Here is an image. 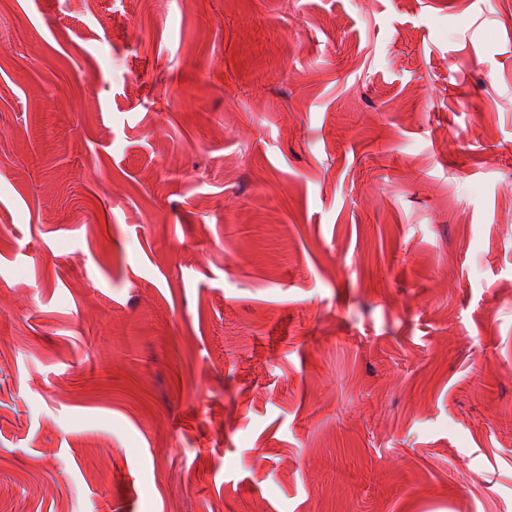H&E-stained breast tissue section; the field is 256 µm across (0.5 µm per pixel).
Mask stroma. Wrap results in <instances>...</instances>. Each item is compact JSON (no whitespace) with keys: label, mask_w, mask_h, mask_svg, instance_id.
Returning <instances> with one entry per match:
<instances>
[{"label":"stroma","mask_w":512,"mask_h":512,"mask_svg":"<svg viewBox=\"0 0 512 512\" xmlns=\"http://www.w3.org/2000/svg\"><path fill=\"white\" fill-rule=\"evenodd\" d=\"M0 512H512V0H0Z\"/></svg>","instance_id":"stroma-1"}]
</instances>
